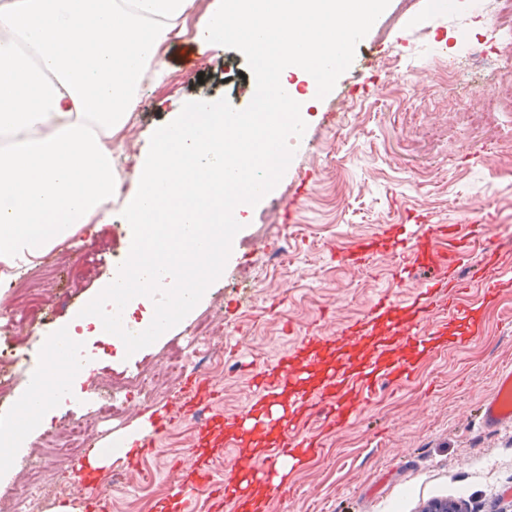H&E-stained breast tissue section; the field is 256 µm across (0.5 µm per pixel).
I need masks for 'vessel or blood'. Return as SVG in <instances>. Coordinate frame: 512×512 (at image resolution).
Masks as SVG:
<instances>
[{
	"instance_id": "b4317fda",
	"label": "vessel or blood",
	"mask_w": 512,
	"mask_h": 512,
	"mask_svg": "<svg viewBox=\"0 0 512 512\" xmlns=\"http://www.w3.org/2000/svg\"><path fill=\"white\" fill-rule=\"evenodd\" d=\"M415 231L390 226L386 238L400 247L411 264L423 271L421 289L406 305L380 297L363 317L336 336L304 337L296 349L271 372L252 381L254 397L236 417L225 420L224 434L236 447V479L215 476L211 451L198 449L199 462L170 486L173 506H185L190 495L208 490L215 508L233 499L238 512H262L263 506L245 495L241 483L269 479L270 464L285 460L304 467L323 451L324 436L354 421L364 404L376 397L377 382H411L423 357L446 348L449 321L461 327L456 343L480 336L483 322L475 308L460 309L447 298L448 273L467 255L470 241L458 224H436L427 214L414 218ZM482 263L474 270L484 304L512 291V265L485 243ZM373 238L359 240L349 251L351 265L365 266L377 253ZM364 344L360 356L348 351L350 342ZM482 424L496 431L512 424V369L501 370L481 404Z\"/></svg>"
}]
</instances>
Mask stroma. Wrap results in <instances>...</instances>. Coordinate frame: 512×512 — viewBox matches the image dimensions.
<instances>
[{"label": "stroma", "mask_w": 512, "mask_h": 512, "mask_svg": "<svg viewBox=\"0 0 512 512\" xmlns=\"http://www.w3.org/2000/svg\"><path fill=\"white\" fill-rule=\"evenodd\" d=\"M426 14V0H414L407 9L402 0H385L381 24L367 25L321 88L308 111L305 140L288 144V165L271 195L252 203L235 224L224 245V275L208 284L198 302L138 347L119 349L85 337L97 353L89 381L76 382L73 402L56 400L19 440L11 467L0 471V493L25 483L45 433L96 413L101 389L113 375L150 371L174 338L197 325H211L220 338L219 352L196 368L219 391L217 412L226 417L249 402L251 375L270 370L304 336L333 335L360 319L384 292L407 302L417 281H395L400 258L394 251L361 269L344 265L342 256L346 247L403 223L412 211L426 210L442 224H464L473 209L490 208L495 221L482 225L484 238L512 247V150L468 139L449 142L462 121L450 104L448 57L426 54L425 47L452 41L455 21ZM167 55L165 80L145 85L136 122L124 134L126 171H133L172 114L190 111L193 101L207 98L232 112L250 109L241 89L253 66L242 45L228 41L204 51L182 36L169 42ZM364 55L397 60L401 72L420 73L423 82L406 86L379 69L375 85L344 97L352 64ZM306 171L314 180L297 221L282 223L277 206ZM133 234L116 204L111 223L52 251L59 265L83 260L91 271L70 286L68 298L52 302L45 321L15 350L7 368L13 388L0 403V424L15 417L31 378L43 370L46 336L102 298L103 284L128 260ZM483 315L482 336L423 358L412 383L395 390L383 386L350 426L327 438L315 462L292 470V496L265 492L267 512H422L434 499L456 501L463 512H512V428L491 433L480 424V405L496 375L512 368V293ZM184 401L177 382L154 400L129 398L126 413L100 428L104 442L138 438L150 417L174 418L154 454L142 461L139 482L116 490L109 512H165L170 468L177 461L191 467L198 442L201 419L182 418Z\"/></svg>", "instance_id": "1"}]
</instances>
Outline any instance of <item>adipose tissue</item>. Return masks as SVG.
<instances>
[{
	"mask_svg": "<svg viewBox=\"0 0 512 512\" xmlns=\"http://www.w3.org/2000/svg\"><path fill=\"white\" fill-rule=\"evenodd\" d=\"M191 3L0 0L1 274L29 271L79 231L110 223L120 201L139 228L121 279L139 302L162 286L189 308L224 269L225 216L242 218V199L225 205V191L251 184L270 145H283L282 105L312 104L292 76L330 81L324 62L348 48L350 28L383 11V0H214L192 39L249 50L263 114L227 118L197 100L206 122L176 116L125 174L121 138L144 82L164 80V47Z\"/></svg>",
	"mask_w": 512,
	"mask_h": 512,
	"instance_id": "1",
	"label": "adipose tissue"
}]
</instances>
